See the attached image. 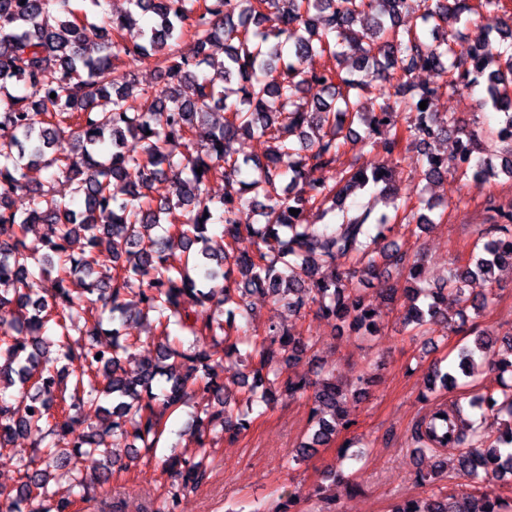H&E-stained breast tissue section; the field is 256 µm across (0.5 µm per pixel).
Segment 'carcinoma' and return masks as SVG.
<instances>
[{
    "instance_id": "cac0c4a2",
    "label": "carcinoma",
    "mask_w": 512,
    "mask_h": 512,
    "mask_svg": "<svg viewBox=\"0 0 512 512\" xmlns=\"http://www.w3.org/2000/svg\"><path fill=\"white\" fill-rule=\"evenodd\" d=\"M130 9L114 20L88 22L71 0H0V378L19 385L14 403L0 395V440L15 436L58 440L36 459L21 461L22 482L4 495L3 512H24L32 495L48 494L51 470L69 468L78 476L86 455L111 456L103 447L106 432L132 437L153 452L166 430L164 416L189 396L206 401V427L197 436L199 456L184 458L171 451L165 466L182 488H195L208 473V449L218 435L237 438L250 421L235 413L214 367L226 358L258 361L243 376L248 400L265 405L306 396L312 401L308 433L296 450L303 459L313 448L350 427L340 404L347 395L331 377L317 382L286 375L282 365L300 360L314 347L310 337L270 326L264 336L230 341L223 323L207 314L181 322L186 300L220 308L232 301L231 285L240 295L260 292L288 311L311 310L335 319L364 336L378 331V311L365 304L355 274L383 279L381 292L394 301L395 289L384 280L393 267L413 283L411 307L402 327L414 339L433 343L439 327L457 331L453 316L468 308L485 310L488 294L468 293L469 283L491 285L495 270L512 268V209L490 205L491 225L477 230L471 262L448 271L443 285L423 279L420 254L397 248L377 252L378 242L400 219L411 225L431 224L400 203L391 172L403 160V145L417 148L414 166L426 180L448 175V160L432 145L457 136L453 171L475 182L505 173L512 177V14L505 0H129ZM415 15L408 26L403 17ZM151 16L140 41L126 44L114 34ZM492 18L495 25L481 24ZM474 27L471 47L455 53L450 37ZM189 36L197 45L191 59L177 46ZM153 60L163 81L153 93L137 89L135 74L119 64L120 55ZM327 55L336 65L300 71L295 62ZM425 70L445 81L417 84ZM486 79L485 103L501 114L491 137L511 144L501 154L483 155L476 135L457 117L422 110L442 92ZM24 83L30 93L12 95L7 82ZM191 82L194 95L181 96ZM317 87L307 98L304 91ZM374 88L385 99L378 112H366L361 97ZM56 94L50 98V94ZM397 100L390 101L391 97ZM410 109L405 123L396 121L394 106ZM224 110V124L210 122L211 110ZM366 128L365 145L383 154L371 168H338L342 148ZM140 150L124 149L126 135ZM241 134L267 144L264 160H239L227 149ZM200 144L176 157L174 147ZM44 165L52 177L74 184L84 208L74 210L41 186H31L25 169ZM336 168L334 183L316 176ZM201 172H196V169ZM237 181L241 192L224 194L214 208L202 186L214 177ZM167 180L173 199L154 203L152 185ZM381 188L392 212L374 214V202L358 210L346 206L350 192ZM29 194V208L12 209L14 196ZM341 213L334 224H313L306 214L328 208ZM224 221V248L210 245L214 210ZM298 214L293 215L290 210ZM42 226L41 246L27 235ZM83 240L80 252L71 251ZM242 239L251 251L229 252ZM137 298V314L153 318L159 336L156 359L142 363L132 378L121 367L128 344L120 326L130 307L124 296ZM112 329L102 328L104 312ZM51 344L43 342L49 325ZM178 325L195 345L181 350L169 341ZM499 374L512 373V334L490 338L477 334L474 344L459 348L446 369L434 366L429 387L466 389L480 365ZM95 413L106 421L73 438L76 415ZM501 421L495 438L485 435L482 419ZM421 452L435 456L433 468L418 473L425 484L445 465L441 453L459 450L457 470L471 484H488L512 475V390L486 391L468 401L443 400L412 429ZM391 512H512V498L486 492L456 507L450 495L409 499Z\"/></svg>"
}]
</instances>
